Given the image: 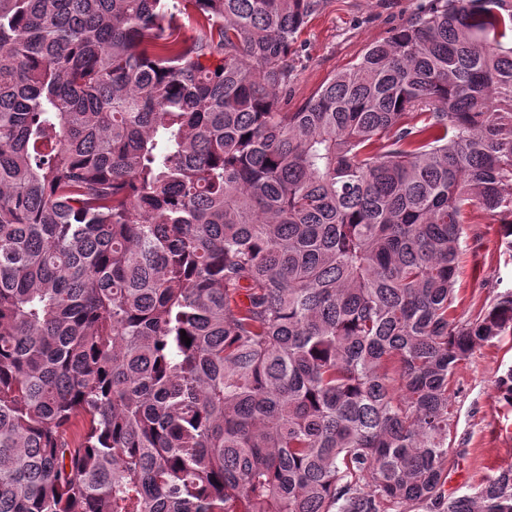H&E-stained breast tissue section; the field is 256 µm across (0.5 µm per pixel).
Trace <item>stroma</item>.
Masks as SVG:
<instances>
[{
	"label": "stroma",
	"instance_id": "obj_1",
	"mask_svg": "<svg viewBox=\"0 0 512 512\" xmlns=\"http://www.w3.org/2000/svg\"><path fill=\"white\" fill-rule=\"evenodd\" d=\"M420 0H326L302 28L299 61L288 90L289 107L312 96L334 73L357 63L374 43L411 18ZM459 258L455 314L473 317L512 289V247L500 225L481 209L467 214ZM512 370V333L476 347L455 372L448 441L459 452L447 489L472 493L499 469L512 466V401L499 382Z\"/></svg>",
	"mask_w": 512,
	"mask_h": 512
}]
</instances>
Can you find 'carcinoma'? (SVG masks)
I'll list each match as a JSON object with an SVG mask.
<instances>
[{
  "label": "carcinoma",
  "instance_id": "1",
  "mask_svg": "<svg viewBox=\"0 0 512 512\" xmlns=\"http://www.w3.org/2000/svg\"><path fill=\"white\" fill-rule=\"evenodd\" d=\"M324 3L0 0V512H512L445 489L512 331L453 315L468 209L512 237V0L290 111Z\"/></svg>",
  "mask_w": 512,
  "mask_h": 512
}]
</instances>
